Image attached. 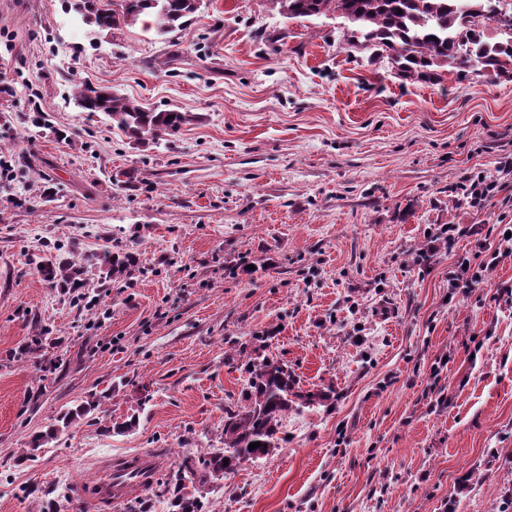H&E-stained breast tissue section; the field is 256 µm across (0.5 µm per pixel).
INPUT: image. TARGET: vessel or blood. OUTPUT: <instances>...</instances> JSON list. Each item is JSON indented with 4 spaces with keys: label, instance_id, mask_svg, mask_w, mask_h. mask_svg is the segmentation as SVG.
Returning <instances> with one entry per match:
<instances>
[{
    "label": "vessel or blood",
    "instance_id": "obj_1",
    "mask_svg": "<svg viewBox=\"0 0 512 512\" xmlns=\"http://www.w3.org/2000/svg\"><path fill=\"white\" fill-rule=\"evenodd\" d=\"M166 463L163 453L151 449L106 460L98 467V479L76 482L73 495L88 512H112L149 489Z\"/></svg>",
    "mask_w": 512,
    "mask_h": 512
}]
</instances>
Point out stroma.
Segmentation results:
<instances>
[{
	"label": "stroma",
	"mask_w": 512,
	"mask_h": 512,
	"mask_svg": "<svg viewBox=\"0 0 512 512\" xmlns=\"http://www.w3.org/2000/svg\"><path fill=\"white\" fill-rule=\"evenodd\" d=\"M78 83L194 120L137 145L76 107ZM1 84L0 512H85L75 480L146 448L169 464L116 512H167L177 456L222 447L259 355L324 399L211 490V512H501L512 256L466 294L448 273L472 225H512V78L411 81L339 20L269 0H202L164 37L0 0ZM481 173L500 187L476 205L462 186ZM105 247L138 270L100 279ZM57 254L86 267L80 292L44 284ZM94 393L98 423L19 462Z\"/></svg>",
	"instance_id": "obj_1"
}]
</instances>
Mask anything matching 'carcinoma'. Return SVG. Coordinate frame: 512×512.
I'll list each match as a JSON object with an SVG mask.
<instances>
[{
  "instance_id": "1",
  "label": "carcinoma",
  "mask_w": 512,
  "mask_h": 512,
  "mask_svg": "<svg viewBox=\"0 0 512 512\" xmlns=\"http://www.w3.org/2000/svg\"><path fill=\"white\" fill-rule=\"evenodd\" d=\"M201 0H70L69 7L97 33L110 32L142 21L159 36L187 28ZM289 19L306 20L335 13L352 26L350 37L385 55L400 75L438 84L443 75L459 80L480 76L488 82L512 76V24L497 23L506 38L485 39L484 23L495 21L490 0H273ZM402 13H397V10ZM75 103L85 112H101L127 137L138 143L158 141L192 121L187 112L159 110L112 92L82 83ZM105 277L136 270L131 252L106 251L94 256ZM44 281L78 291L85 286L83 267L64 258L47 259L40 266ZM247 404L226 412L224 447L179 464L170 490L169 512H204L203 491L224 483L241 462L256 461L281 447L282 421L288 411L320 401L318 393L296 390L288 366L273 358L247 363ZM99 399H89L64 412L59 421L68 428L94 411ZM261 446L251 450L249 444ZM228 463H223V460Z\"/></svg>"
}]
</instances>
